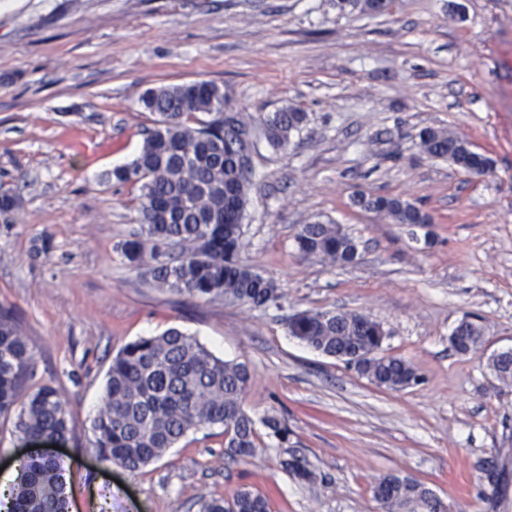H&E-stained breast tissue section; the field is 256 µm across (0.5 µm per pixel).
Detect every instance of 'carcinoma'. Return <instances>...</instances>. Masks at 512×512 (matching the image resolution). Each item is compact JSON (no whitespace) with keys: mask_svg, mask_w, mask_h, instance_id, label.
<instances>
[{"mask_svg":"<svg viewBox=\"0 0 512 512\" xmlns=\"http://www.w3.org/2000/svg\"><path fill=\"white\" fill-rule=\"evenodd\" d=\"M342 11L384 12L381 0H338ZM156 115L138 155L112 170L121 183L139 185L140 228L121 244L126 261L151 286L199 300H222L255 309L282 308L279 285L239 261L248 193L255 177L254 158L245 150L248 132L261 128L269 146L287 151L308 115L293 105L258 117L234 112L224 120V88L209 81L161 86L142 97ZM416 138L428 156L463 171L492 170V161L468 149V141L446 130L425 127ZM353 203L383 214L396 224H426V212L398 196L357 195ZM18 205L15 194H0V222L10 224ZM354 238L337 224H304L295 235L298 253L342 265ZM288 331L312 350L355 367L379 387L403 389L420 375L401 358L378 354L386 332L356 312L305 311L292 314ZM459 353L482 340L480 329L466 327L449 336ZM489 366L501 381L512 380V360ZM32 375L29 344L14 314L0 309V416H9L22 384ZM250 381L243 363L216 357L177 328L142 337L124 346L108 370L103 406L93 419L100 458L135 472L161 458L192 430L220 426L224 455L238 460L253 454L259 434L242 398ZM68 404L57 389L42 386L22 404L17 432L39 444L68 432ZM279 442L288 427L275 417L261 420ZM285 470L309 481L313 473L301 459L282 462ZM374 497L387 512H447L441 499L417 480L396 475L379 480ZM6 512H65L66 472L55 459L33 448L21 461L9 491ZM199 512H269L267 498L250 490L232 499L200 498Z\"/></svg>","mask_w":512,"mask_h":512,"instance_id":"cac0c4a2","label":"carcinoma"}]
</instances>
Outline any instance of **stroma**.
<instances>
[{
  "label": "stroma",
  "mask_w": 512,
  "mask_h": 512,
  "mask_svg": "<svg viewBox=\"0 0 512 512\" xmlns=\"http://www.w3.org/2000/svg\"><path fill=\"white\" fill-rule=\"evenodd\" d=\"M208 80L255 115L299 105L290 148L260 147L242 264L273 278L282 310L152 288L118 245L139 224L138 185L110 171L141 148L142 95ZM435 127L493 161L474 177L421 151ZM0 307L18 319L33 375L56 388L70 430L56 452L72 512H198V494L248 488L270 512H383L375 484L418 479L451 512H512V382L489 368L512 348V0H394L343 12L336 0H0ZM416 202L431 223H393L356 194ZM341 225L355 264L301 257L300 225ZM356 311L381 323L383 354L421 375L404 390L289 336L288 315ZM483 341L448 337L464 315ZM178 327L247 365L243 403L292 435L224 457L219 427L190 432L137 472L101 461L92 420L113 356ZM316 479L286 473L289 454Z\"/></svg>",
  "instance_id": "1"
}]
</instances>
